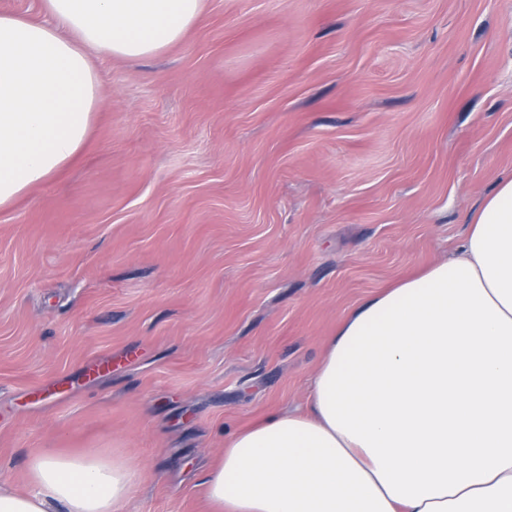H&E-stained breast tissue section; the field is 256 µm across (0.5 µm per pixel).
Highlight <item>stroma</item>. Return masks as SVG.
<instances>
[{"mask_svg": "<svg viewBox=\"0 0 512 512\" xmlns=\"http://www.w3.org/2000/svg\"><path fill=\"white\" fill-rule=\"evenodd\" d=\"M91 62L84 149L0 210V484L115 451L126 512H212L225 435L306 407L341 320L512 171V0H206Z\"/></svg>", "mask_w": 512, "mask_h": 512, "instance_id": "stroma-1", "label": "stroma"}]
</instances>
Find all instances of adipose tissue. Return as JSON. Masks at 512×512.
<instances>
[{
    "label": "adipose tissue",
    "instance_id": "ef3b65f1",
    "mask_svg": "<svg viewBox=\"0 0 512 512\" xmlns=\"http://www.w3.org/2000/svg\"><path fill=\"white\" fill-rule=\"evenodd\" d=\"M204 0H41L0 14V209L68 167L102 105L89 53L149 58ZM310 409L224 440L204 485L216 512H512V172L455 249L366 299L309 381ZM0 512H126L130 459L50 449ZM38 0H0V13L23 16L28 19L41 20Z\"/></svg>",
    "mask_w": 512,
    "mask_h": 512
}]
</instances>
